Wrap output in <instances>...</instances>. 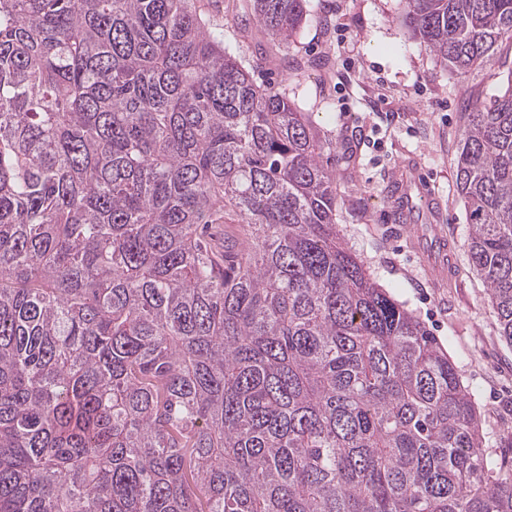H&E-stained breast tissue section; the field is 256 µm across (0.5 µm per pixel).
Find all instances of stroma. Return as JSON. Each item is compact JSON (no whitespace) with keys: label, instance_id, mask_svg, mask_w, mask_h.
Returning <instances> with one entry per match:
<instances>
[{"label":"stroma","instance_id":"35a3bbf8","mask_svg":"<svg viewBox=\"0 0 512 512\" xmlns=\"http://www.w3.org/2000/svg\"><path fill=\"white\" fill-rule=\"evenodd\" d=\"M257 83L286 90L332 149L323 163L338 192L336 222L374 281L403 303L454 361L481 413L483 445L512 475V345L499 334L486 285L469 260V225L455 190L464 103L489 104L512 74V40L488 64L456 75L403 24L404 0H308L303 26L282 46L252 17V0H194ZM297 67L284 71L283 57ZM416 155L445 203L442 232L456 274L435 286L390 207V172Z\"/></svg>","mask_w":512,"mask_h":512}]
</instances>
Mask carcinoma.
I'll use <instances>...</instances> for the list:
<instances>
[{
	"instance_id": "carcinoma-1",
	"label": "carcinoma",
	"mask_w": 512,
	"mask_h": 512,
	"mask_svg": "<svg viewBox=\"0 0 512 512\" xmlns=\"http://www.w3.org/2000/svg\"><path fill=\"white\" fill-rule=\"evenodd\" d=\"M306 2L253 18L286 46ZM404 24L463 75L512 0ZM461 118L512 345V73ZM331 148L193 0H0V512H512L455 363L336 229Z\"/></svg>"
}]
</instances>
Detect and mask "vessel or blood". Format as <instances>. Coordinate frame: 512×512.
<instances>
[{"mask_svg": "<svg viewBox=\"0 0 512 512\" xmlns=\"http://www.w3.org/2000/svg\"><path fill=\"white\" fill-rule=\"evenodd\" d=\"M393 184L392 204L398 213H420L430 223L429 235H421L417 227H409L410 239L423 259L428 273L436 279L452 276L455 270V254L449 242L436 228L440 203L430 189L423 173L407 165H399L391 175Z\"/></svg>", "mask_w": 512, "mask_h": 512, "instance_id": "1", "label": "vessel or blood"}]
</instances>
